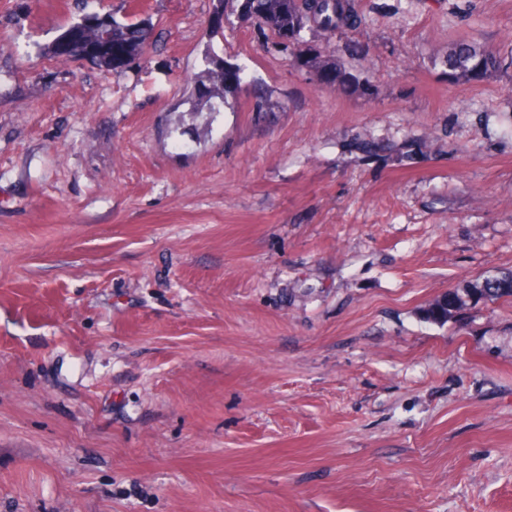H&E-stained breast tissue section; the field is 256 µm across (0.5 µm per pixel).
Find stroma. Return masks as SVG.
<instances>
[{
    "mask_svg": "<svg viewBox=\"0 0 512 512\" xmlns=\"http://www.w3.org/2000/svg\"><path fill=\"white\" fill-rule=\"evenodd\" d=\"M216 3L0 0V512H512V301L422 315L512 268V69L443 64L512 0H360L340 93ZM144 21L117 20L113 16L84 15L46 48L53 57L87 59L96 67L115 70L141 57L147 41ZM107 30V37L101 31ZM210 63L215 68L208 69L194 78L195 89L191 97L198 112L204 109L215 112L216 107L212 100L215 98L224 100V93L240 85L247 70L245 66L226 68L213 58H210ZM466 305L458 290H449L447 293L435 299L424 310V319L443 325L448 321V316L452 312L462 308Z\"/></svg>",
    "mask_w": 512,
    "mask_h": 512,
    "instance_id": "1",
    "label": "stroma"
}]
</instances>
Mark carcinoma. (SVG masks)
<instances>
[{
  "instance_id": "carcinoma-1",
  "label": "carcinoma",
  "mask_w": 512,
  "mask_h": 512,
  "mask_svg": "<svg viewBox=\"0 0 512 512\" xmlns=\"http://www.w3.org/2000/svg\"><path fill=\"white\" fill-rule=\"evenodd\" d=\"M241 11L255 19L273 39L288 36L289 45L306 47L303 65L325 78L329 86L345 89L354 77L336 63L331 38L339 30H353L362 22L356 0H218L211 24L219 29L224 12ZM144 21L118 20L112 16L85 15L72 23L46 48L53 57L87 59L96 67L115 70L141 57L147 41ZM214 68L194 78L192 100L197 111L213 112V99L241 84L246 67L226 68L212 59ZM444 65L450 83H478L512 67V52L505 53L468 40L448 47ZM471 297L488 302L512 299V270L486 277L468 289ZM465 301L457 290L435 299L424 310V319L443 325Z\"/></svg>"
}]
</instances>
